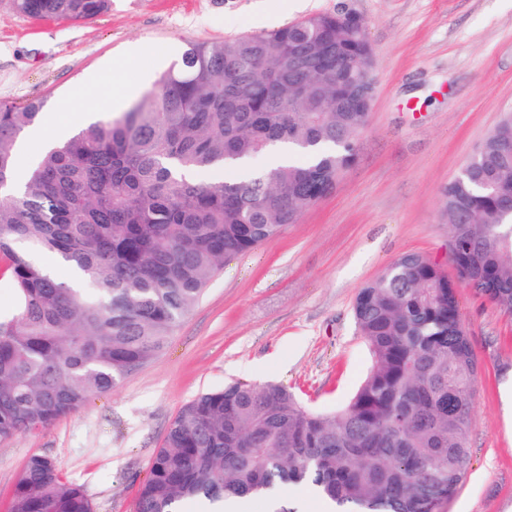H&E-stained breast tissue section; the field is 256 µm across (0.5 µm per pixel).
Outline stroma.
Masks as SVG:
<instances>
[{"label": "stroma", "mask_w": 512, "mask_h": 512, "mask_svg": "<svg viewBox=\"0 0 512 512\" xmlns=\"http://www.w3.org/2000/svg\"><path fill=\"white\" fill-rule=\"evenodd\" d=\"M289 23L349 10L364 19L375 96L357 161L336 189L276 238L225 263L161 353L111 393L50 428L0 441V512H10L28 458H52L94 512H135L137 491L178 410L235 381L288 386L333 412L370 356L353 317L360 288L419 252L452 272L442 191L512 110V0H304ZM263 0H112L86 22L23 17L0 0V105L45 102L51 125L78 104L91 74L158 77L156 49L259 31ZM120 71L108 64L130 45ZM461 319L480 370L471 463L441 512H512V313L471 288Z\"/></svg>", "instance_id": "stroma-1"}]
</instances>
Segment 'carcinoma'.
Listing matches in <instances>:
<instances>
[{
  "label": "carcinoma",
  "instance_id": "cac0c4a2",
  "mask_svg": "<svg viewBox=\"0 0 512 512\" xmlns=\"http://www.w3.org/2000/svg\"><path fill=\"white\" fill-rule=\"evenodd\" d=\"M32 18L84 21L110 0H8ZM365 30L322 13L271 33L185 44L180 61L116 117L58 144L20 196L0 197V439L52 426L157 356L224 262L278 236L332 193L366 127ZM35 99L0 105V191ZM293 148L301 160L239 174L235 162ZM222 167L224 179L184 172ZM457 279L405 253L360 289L353 315L371 365L334 413L285 385L229 383L170 423L136 512L188 500H264L308 484L332 512H440L465 483L479 364L461 321L465 286L512 312V112L442 192ZM46 252L84 288L37 265ZM11 512H93L54 461L30 457Z\"/></svg>",
  "mask_w": 512,
  "mask_h": 512
}]
</instances>
